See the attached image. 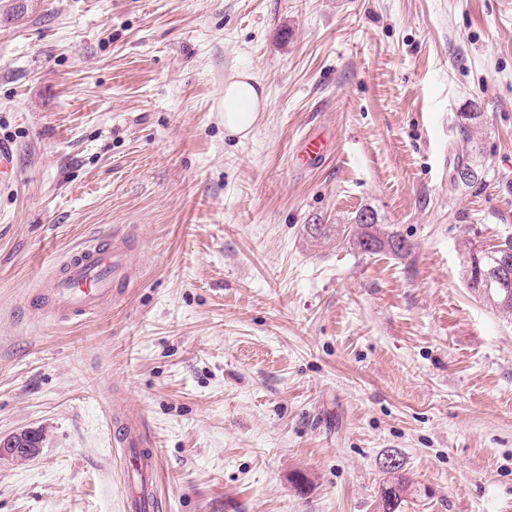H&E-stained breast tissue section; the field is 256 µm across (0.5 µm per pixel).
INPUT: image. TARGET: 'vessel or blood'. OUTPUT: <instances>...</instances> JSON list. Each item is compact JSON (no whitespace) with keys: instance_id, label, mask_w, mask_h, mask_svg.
I'll use <instances>...</instances> for the list:
<instances>
[{"instance_id":"b4317fda","label":"vessel or blood","mask_w":512,"mask_h":512,"mask_svg":"<svg viewBox=\"0 0 512 512\" xmlns=\"http://www.w3.org/2000/svg\"><path fill=\"white\" fill-rule=\"evenodd\" d=\"M328 149L329 141L324 135H306L293 155V163L300 168L317 165L325 158ZM129 249L128 241L114 232L67 252L45 283L47 314L59 323L97 314L129 280ZM119 425L118 442L130 451L128 472L156 473L159 459L144 424L124 418ZM156 497L154 487L145 484L133 487L126 502L128 512H147Z\"/></svg>"}]
</instances>
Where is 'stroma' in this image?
<instances>
[{
	"mask_svg": "<svg viewBox=\"0 0 512 512\" xmlns=\"http://www.w3.org/2000/svg\"><path fill=\"white\" fill-rule=\"evenodd\" d=\"M0 142V437L44 433L0 512H123L121 409L162 512H374L390 453L405 512H512V318L461 250L512 236V0H0ZM363 212L409 251L361 253ZM114 230L129 286L57 324L42 281ZM254 77L241 73L224 84V129L231 135L246 137L254 126L258 112L267 105ZM480 116L478 113L474 115H461V121L458 123V147L460 148L459 152L456 154V165L455 170L457 171L459 168L467 169L470 172V175L465 180H460L464 184H469L478 180L479 174L472 163V149H473V126L476 124V120H478ZM460 169L456 173V178L460 179L465 176L467 173L466 170ZM328 139L320 133L306 135L293 154V163L298 168H308L319 164L327 155ZM121 432L117 441L121 448H130L127 472L145 474L156 473L159 466L158 455L144 424L133 419H118Z\"/></svg>",
	"mask_w": 512,
	"mask_h": 512,
	"instance_id": "35a3bbf8",
	"label": "stroma"
}]
</instances>
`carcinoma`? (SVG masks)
I'll return each instance as SVG.
<instances>
[{
  "mask_svg": "<svg viewBox=\"0 0 512 512\" xmlns=\"http://www.w3.org/2000/svg\"><path fill=\"white\" fill-rule=\"evenodd\" d=\"M479 115L461 116L458 123V147L455 168H463L470 172L463 183L469 184L479 178L472 163L473 126ZM353 243L361 252L373 254L388 249L395 254L409 251L408 242L385 231L375 221L355 225ZM508 254L512 256V237H507L497 245V249L475 252L465 247L464 274L467 286L480 300L504 316H512V263L500 265L498 259ZM417 495L414 482L403 473V463L395 466L382 465V481L379 484L378 496L375 500L376 512H403L408 499Z\"/></svg>",
  "mask_w": 512,
  "mask_h": 512,
  "instance_id": "1",
  "label": "carcinoma"
}]
</instances>
